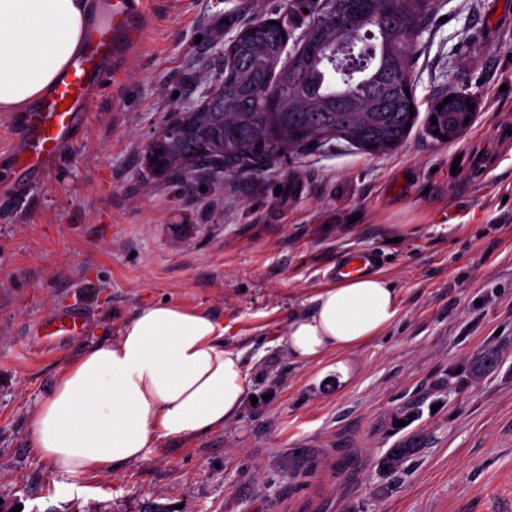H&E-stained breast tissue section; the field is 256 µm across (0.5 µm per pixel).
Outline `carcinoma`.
<instances>
[{
	"mask_svg": "<svg viewBox=\"0 0 512 512\" xmlns=\"http://www.w3.org/2000/svg\"><path fill=\"white\" fill-rule=\"evenodd\" d=\"M432 0H319L314 15V47L300 48L283 60L290 33L281 23L254 22L239 31L226 52L221 92L165 126L155 158L161 171L186 173L200 163L248 167L285 149L334 138L379 154L400 147L415 124L410 105L409 57L412 41ZM352 13L349 33L333 18ZM371 42L359 52L362 65L346 59L347 73L336 78L330 57L347 40L361 34ZM460 99L432 106L426 124L436 117L449 122ZM415 452L410 444L390 449L381 465L393 469Z\"/></svg>",
	"mask_w": 512,
	"mask_h": 512,
	"instance_id": "cac0c4a2",
	"label": "carcinoma"
}]
</instances>
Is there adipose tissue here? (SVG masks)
I'll return each mask as SVG.
<instances>
[{"label": "adipose tissue", "mask_w": 512, "mask_h": 512, "mask_svg": "<svg viewBox=\"0 0 512 512\" xmlns=\"http://www.w3.org/2000/svg\"><path fill=\"white\" fill-rule=\"evenodd\" d=\"M95 0H0V112L28 111L81 50ZM389 278L371 270L321 289L288 323L300 360L380 334L399 310ZM223 323L174 302L127 320L116 341L86 348L34 414L35 450L79 479L144 457L172 436H197L238 414L247 392L243 353Z\"/></svg>", "instance_id": "obj_1"}]
</instances>
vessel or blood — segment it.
Wrapping results in <instances>:
<instances>
[{
	"label": "vessel or blood",
	"instance_id": "b4317fda",
	"mask_svg": "<svg viewBox=\"0 0 512 512\" xmlns=\"http://www.w3.org/2000/svg\"><path fill=\"white\" fill-rule=\"evenodd\" d=\"M143 0H102L99 16L90 25L84 46L69 63L51 91L28 112L16 115V138L11 147L16 170L6 189L21 190L41 185L73 133L86 124L91 90L98 87L112 67L146 36ZM379 257L372 251L344 254L330 270V277L343 280L374 269ZM79 313L51 316L44 328L46 339L80 335Z\"/></svg>",
	"mask_w": 512,
	"mask_h": 512
}]
</instances>
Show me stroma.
<instances>
[{"mask_svg": "<svg viewBox=\"0 0 512 512\" xmlns=\"http://www.w3.org/2000/svg\"><path fill=\"white\" fill-rule=\"evenodd\" d=\"M148 39L98 88L85 129L25 199L0 194V504L21 512H512V0H434L415 40L420 112L462 91L469 130L414 126L368 154L331 140L255 168H153L148 145L224 76L243 26L287 0H144ZM478 164L452 170L455 158ZM378 252L400 311L381 334L318 361L288 321L337 258ZM164 300L227 328L248 368L223 428L171 437L74 480L33 448L60 371ZM84 333L45 346L51 314ZM417 452L384 472L390 448Z\"/></svg>", "mask_w": 512, "mask_h": 512, "instance_id": "stroma-1", "label": "stroma"}]
</instances>
